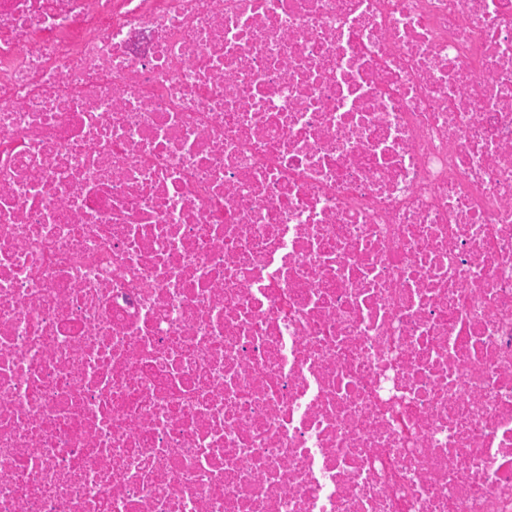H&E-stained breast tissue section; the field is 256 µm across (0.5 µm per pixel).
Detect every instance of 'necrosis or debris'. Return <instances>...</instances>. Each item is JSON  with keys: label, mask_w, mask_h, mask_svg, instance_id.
Wrapping results in <instances>:
<instances>
[{"label": "necrosis or debris", "mask_w": 512, "mask_h": 512, "mask_svg": "<svg viewBox=\"0 0 512 512\" xmlns=\"http://www.w3.org/2000/svg\"><path fill=\"white\" fill-rule=\"evenodd\" d=\"M0 512H512V0H0Z\"/></svg>", "instance_id": "necrosis-or-debris-1"}]
</instances>
